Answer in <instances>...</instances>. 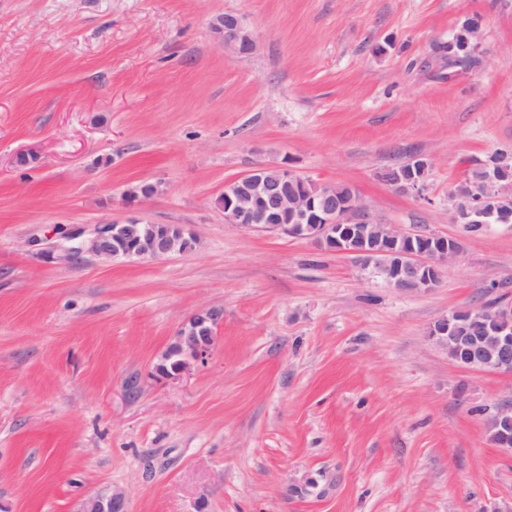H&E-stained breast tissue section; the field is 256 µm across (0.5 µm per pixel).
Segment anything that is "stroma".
<instances>
[{
  "label": "stroma",
  "mask_w": 512,
  "mask_h": 512,
  "mask_svg": "<svg viewBox=\"0 0 512 512\" xmlns=\"http://www.w3.org/2000/svg\"><path fill=\"white\" fill-rule=\"evenodd\" d=\"M225 13L252 56L214 38ZM474 14L477 61L449 76L435 47ZM510 148L512 0H0V512L110 490L127 512H512V455L487 429L512 377L457 367L427 334L512 295V224L469 235L448 213ZM419 155L423 196L385 181ZM285 162L383 223L457 238L460 258L405 293L225 223V183ZM143 182L162 190L127 202ZM131 217L200 245L44 256ZM206 305L224 309L208 363L153 377ZM210 28L225 51L240 58L250 57L256 52L255 39L237 16L232 14L215 16L210 21Z\"/></svg>",
  "instance_id": "obj_1"
}]
</instances>
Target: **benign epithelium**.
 Returning a JSON list of instances; mask_svg holds the SVG:
<instances>
[{
    "instance_id": "benign-epithelium-1",
    "label": "benign epithelium",
    "mask_w": 512,
    "mask_h": 512,
    "mask_svg": "<svg viewBox=\"0 0 512 512\" xmlns=\"http://www.w3.org/2000/svg\"><path fill=\"white\" fill-rule=\"evenodd\" d=\"M214 37L224 50L240 57L252 56L256 41L241 20L222 14L210 21ZM431 169L423 157H414L392 176L391 184L402 191L421 194ZM268 167L258 166L247 175L228 182L215 201L229 224L266 228L293 238L306 239L331 253L348 257L362 270L369 269V255L375 242L383 254L395 256V262L379 272L392 288L407 292L429 291L436 286L442 269L456 260L460 250L454 238L404 229L379 221L374 209L355 189L348 197L336 200L325 193L315 200L305 192L306 180L283 163L276 167L277 177L266 176ZM161 191L157 183H143L127 193L134 202ZM448 211L455 224L470 223L485 215L480 208L464 205L455 195L448 196ZM418 237L430 240V246L404 250L400 245ZM63 259L73 261L84 254L104 261L162 260L172 255H186L197 249V236L179 224H146L137 218L106 222L95 226L91 235L70 231L66 236ZM224 322V309L206 306L197 310L180 326L175 341L155 366V375L178 379L204 365L215 347L213 331ZM429 336L447 352L457 366L470 370H490L512 375V300L507 298L488 312L483 308L456 310L437 320ZM489 422L496 428L493 443L512 453V402L498 405ZM72 512H125V499L108 491L84 498Z\"/></svg>"
}]
</instances>
